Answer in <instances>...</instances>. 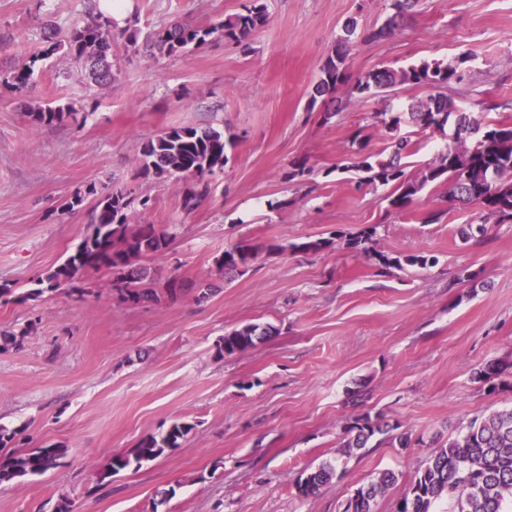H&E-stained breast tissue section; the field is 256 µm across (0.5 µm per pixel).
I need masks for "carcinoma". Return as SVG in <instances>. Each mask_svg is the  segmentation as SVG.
Segmentation results:
<instances>
[{
  "label": "carcinoma",
  "instance_id": "obj_1",
  "mask_svg": "<svg viewBox=\"0 0 512 512\" xmlns=\"http://www.w3.org/2000/svg\"><path fill=\"white\" fill-rule=\"evenodd\" d=\"M418 0H390L393 13L378 28L358 29L354 18L348 19L334 45L324 59L318 80L310 93V106L318 99L329 98L337 103L353 99L379 97L390 89L402 85L424 86L433 93L406 107H386L377 113L379 122L391 134L387 155L368 153L352 164L358 173V186L379 183L392 187L389 206L397 213L408 212L424 189L433 184L442 187L450 201L475 204L482 213L483 224L478 232L484 233V224L495 220L500 224L512 221V122L485 123L456 107L440 89L462 78V71L472 59L462 53L453 61L424 60L408 67H377L352 75L348 72V54L357 42L381 39L397 28V21L413 12ZM266 5L254 3L244 12L225 18L224 22L205 27L176 24L146 37V41L161 51L175 55L191 47L202 46L217 38L242 43L267 23ZM112 21L101 13L88 14L81 25L54 31L50 44L41 51L44 56L63 53L84 63L91 79L106 85L112 82L110 56L115 44ZM39 60L13 67L4 78L15 88L28 86ZM70 106L37 107L29 112L36 126L63 123L76 118ZM458 129L454 145L439 152L416 176L406 172V159L417 154L420 142L402 133L412 126L416 132L445 131L448 119ZM231 142L224 132L214 128L173 127L144 143L139 163L142 172L158 180L181 177L189 180L185 188L183 207L191 211L210 193V177L224 170L227 163L226 147ZM310 174L307 161L295 160L283 179L287 182L302 180ZM95 198L92 206V232L69 254L63 263L39 277L34 287L15 294L7 285L0 286V299L14 297L17 301L39 298L79 280L89 270L105 268L112 272L113 287L127 302L158 301L161 296L149 287L150 268L140 264L141 259L160 253L169 243V235L154 224H139L128 229L134 204L148 209L149 199L136 200L124 188L98 191L92 186L73 194L62 204V210L71 212L83 207L87 198ZM378 225H368L347 240V247L367 256L374 254L383 268L418 266L434 263L420 254L389 256L373 251L372 242ZM332 244L330 239H317L290 244V249L317 252ZM283 245H270L267 251H284ZM258 247L239 242L224 250L215 260L219 273H246L258 260ZM273 335V326L259 323L246 324L222 337L217 343V355L224 358L241 354ZM389 424L380 417L363 414L354 418L346 428L343 447L348 450L368 447L370 440L388 432ZM193 429L186 421H177L167 430L144 439L128 453L112 457L107 468L100 473L105 480L122 471H138L158 459L167 451L178 448ZM19 431L0 428V485L20 481L28 476L42 475L59 465L65 449L53 445L32 448L24 452L12 451ZM336 475V468L323 463L310 472H303L298 491L303 497L316 495L320 488ZM396 475L390 470L381 472L369 484L357 488L346 502L344 512H374L377 497L395 483ZM444 498L455 502V512H512V409L496 411L481 420L471 421L464 431L448 439L437 448L418 471L407 492L400 500L398 512H436Z\"/></svg>",
  "mask_w": 512,
  "mask_h": 512
}]
</instances>
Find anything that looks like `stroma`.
Here are the masks:
<instances>
[{"instance_id":"35a3bbf8","label":"stroma","mask_w":512,"mask_h":512,"mask_svg":"<svg viewBox=\"0 0 512 512\" xmlns=\"http://www.w3.org/2000/svg\"><path fill=\"white\" fill-rule=\"evenodd\" d=\"M246 0H127L139 38L176 22L214 25ZM89 0H0V73L38 55L45 21L82 22ZM269 20L246 42H209L167 56L116 48L115 77L87 82L73 59H39L32 86L0 83V284L16 291L67 258L90 231V212H61L75 192L133 188L152 207L136 223L171 241L148 258L152 288L186 287L174 301H123L108 270L83 275L79 290L0 303V426L19 430L16 450L55 445L66 454L42 475L0 487V512H343L379 472L396 482L375 512H398L429 455L473 419L512 408V223L479 224L477 206L447 203L427 187L415 215L389 211V187L355 190L344 166L385 150L373 126L379 99L330 112L309 106L319 66L344 22L382 25L387 0H268ZM474 56L447 95L484 122L512 121V0H419L383 39L353 48L351 73L424 59ZM69 104L85 121L32 126L29 109ZM213 127L234 135L223 172L196 209L184 180L144 175L141 146L163 130ZM362 129L363 145L350 134ZM306 158V180L284 182ZM441 212L434 224L420 215ZM376 248L422 253L435 264L379 269L345 247L364 226ZM332 239L318 252L292 242ZM265 246L243 275L218 276L215 259L238 241ZM282 244L279 252L270 251ZM274 326L245 353L220 358L225 332ZM506 372L488 381L475 368ZM361 405H352L351 392ZM381 415L408 432L399 447L376 436L345 453L357 415ZM176 421L192 423L182 445L142 467L100 479L112 456ZM339 472L314 497L297 481L319 464ZM170 490L155 506L156 492Z\"/></svg>"}]
</instances>
